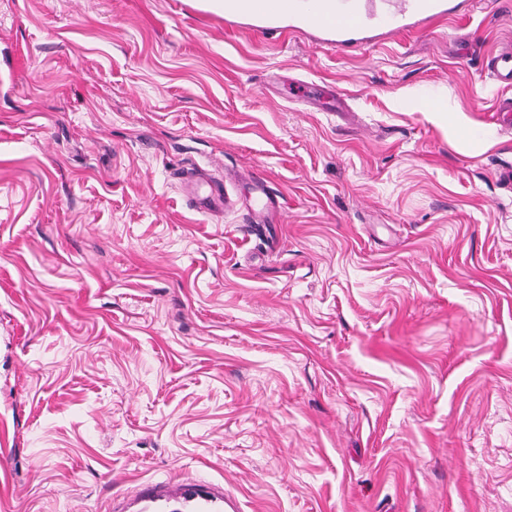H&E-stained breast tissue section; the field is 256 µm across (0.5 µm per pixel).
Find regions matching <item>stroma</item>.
I'll return each mask as SVG.
<instances>
[{
  "mask_svg": "<svg viewBox=\"0 0 512 512\" xmlns=\"http://www.w3.org/2000/svg\"><path fill=\"white\" fill-rule=\"evenodd\" d=\"M509 45L512 0L349 45L0 0V512H512ZM484 63L499 81L512 84V49L491 53L485 57ZM189 183L197 188L203 187L204 191L197 192L194 196V208L198 212H211L216 207H230L232 200L228 196L223 180L212 178L204 170L192 174L187 178ZM252 202L243 208L251 217L252 224H276L282 205L277 195H274L264 185L254 183Z\"/></svg>",
  "mask_w": 512,
  "mask_h": 512,
  "instance_id": "1",
  "label": "stroma"
}]
</instances>
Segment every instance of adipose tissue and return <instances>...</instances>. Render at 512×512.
I'll list each match as a JSON object with an SVG mask.
<instances>
[{
    "mask_svg": "<svg viewBox=\"0 0 512 512\" xmlns=\"http://www.w3.org/2000/svg\"><path fill=\"white\" fill-rule=\"evenodd\" d=\"M331 0H207L212 12L248 17L264 23L295 26L335 35L336 18Z\"/></svg>",
    "mask_w": 512,
    "mask_h": 512,
    "instance_id": "adipose-tissue-1",
    "label": "adipose tissue"
}]
</instances>
